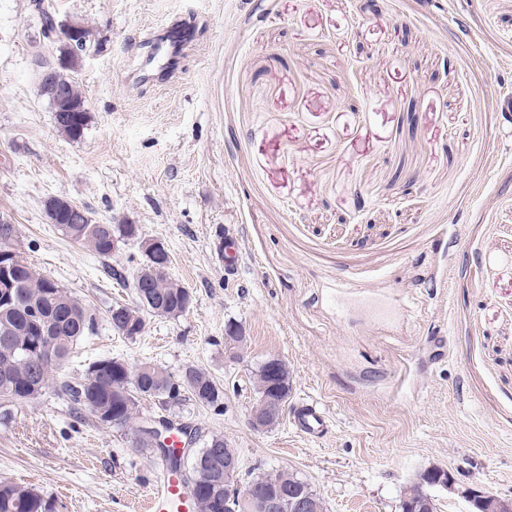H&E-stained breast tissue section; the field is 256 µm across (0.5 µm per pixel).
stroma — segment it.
Listing matches in <instances>:
<instances>
[{"label": "stroma", "instance_id": "35a3bbf8", "mask_svg": "<svg viewBox=\"0 0 512 512\" xmlns=\"http://www.w3.org/2000/svg\"><path fill=\"white\" fill-rule=\"evenodd\" d=\"M90 31L75 79L88 109L70 139L39 96L57 59L40 10ZM183 25L176 70L135 74ZM138 238L99 258L50 224L46 199ZM38 272L97 325L66 367L104 357L206 371L221 410L172 419L223 435L243 470H289L326 512H399L421 471L512 495V0H0V219ZM160 239L192 295L129 340L108 322ZM246 339L224 340L226 326ZM284 360L291 392L256 431L253 376ZM317 404L328 420L294 421ZM157 461L131 427L47 390L0 424V481L55 512H147ZM325 419V412L317 404H311L300 410L295 422L302 431L313 434L323 426Z\"/></svg>", "mask_w": 512, "mask_h": 512}]
</instances>
